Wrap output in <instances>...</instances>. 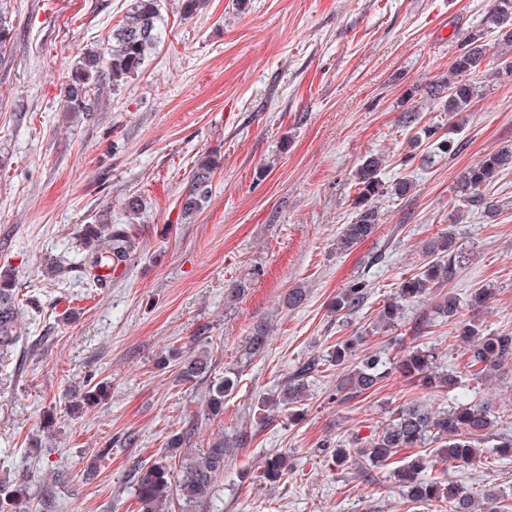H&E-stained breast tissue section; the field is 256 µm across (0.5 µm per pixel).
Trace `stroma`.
I'll return each instance as SVG.
<instances>
[{
	"mask_svg": "<svg viewBox=\"0 0 512 512\" xmlns=\"http://www.w3.org/2000/svg\"><path fill=\"white\" fill-rule=\"evenodd\" d=\"M490 0H206L184 18L161 0L162 38L139 73L106 92L93 115L66 108L63 89L84 52L107 43L129 0H0L14 43L0 62V269L12 271L25 317L16 370L0 377V480L25 488L27 512H137L132 468L180 457L170 435L197 425L192 447L246 434L197 512H448L407 502L391 466L358 478L325 441L350 444L402 403L436 408L452 397L392 374L377 392L335 400L338 375L308 381L299 420L260 399L336 341L356 337L359 355L400 358L429 342L440 364L462 368L455 324L418 337L426 305L407 306L397 330L376 333L375 315L402 276L423 264L440 233L463 256L454 292L487 288L471 317L483 332L512 330V170L495 214L463 202V172L512 147V43L488 30V66L467 111L447 110L448 69ZM457 125L456 155L428 131ZM386 157L385 185L410 193L376 197L380 229L344 252L355 172ZM219 166L194 216L182 210L200 159ZM139 200L138 218L128 205ZM131 224L138 245L103 287L79 268V233L96 214ZM385 260L373 264L372 258ZM370 281L366 305L338 317L329 305L347 282ZM306 293L291 309L289 290ZM270 321L264 354L240 365L253 327ZM210 353L211 373L185 383L164 362L171 347ZM238 386L223 415L204 419L209 389L229 369ZM499 409L496 432L512 434V373L475 385ZM53 423L45 433V423ZM287 456L285 479L262 476ZM429 474L512 500V455L471 465L431 457Z\"/></svg>",
	"mask_w": 512,
	"mask_h": 512,
	"instance_id": "1",
	"label": "stroma"
}]
</instances>
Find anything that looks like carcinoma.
<instances>
[{"label": "carcinoma", "instance_id": "carcinoma-1", "mask_svg": "<svg viewBox=\"0 0 512 512\" xmlns=\"http://www.w3.org/2000/svg\"><path fill=\"white\" fill-rule=\"evenodd\" d=\"M161 0H130V8L121 24L112 30V45L91 50L79 58L66 87L67 108L72 112L91 114L99 105L94 87L107 81L114 87L124 84L142 68L148 54L156 46L161 35ZM485 24L505 31L512 42V0H491ZM484 29L471 30L458 54L454 57L448 75V111L463 112L470 104L477 89L475 77L485 62L483 45ZM384 159L369 156L360 165L355 179V211L353 219L340 227L336 238L339 250L348 251L374 235L378 227L375 197L383 189L380 174ZM217 162L211 156L203 158L192 176L191 191L184 202L187 216L199 211L208 199V182ZM512 169V149L502 150L484 157L465 170L461 188L465 201L481 204L486 194L506 171ZM80 245L90 261L89 283L100 285L104 275L100 270L116 268L127 260L136 247L135 239L127 224H108L96 219L82 229ZM462 260L456 252L455 241L443 233L429 246L426 263L418 273L402 279L398 288L378 310L375 328L393 330L404 316L408 303H423L437 298L432 315L450 322L459 318L463 306L476 309L488 299L489 289L477 288L467 301H461L448 292L437 290L452 284L459 276ZM370 293V282L364 278L353 279L342 288L331 303L336 315L344 317L359 311ZM19 290L15 276L0 271V373L9 366L13 349L23 337ZM465 345L468 378L481 384L503 375L512 366V332L483 334L477 326L461 321L457 327ZM268 323L255 326L240 352V363L247 364L264 352L268 343ZM356 342L348 337L333 345L327 362L340 370L336 385V400L344 402L359 395L375 392L380 384L396 371L408 382L419 384L426 390L456 393V402L444 410H436L421 400L401 404L388 422L364 438L353 441V448L336 445V461H355L360 473H365L364 463L388 465L392 458L408 448L435 446L434 453L450 463H472L484 442L495 437V410L488 401H474L464 391L463 373L442 368L428 346L418 347L404 355L398 362L374 353L352 365ZM169 357L178 364V375L186 383L203 379L210 371L209 355L200 352L184 355L177 348L170 350ZM321 362L313 358L297 368L281 389V396L272 402L262 400L259 410L274 411L280 406L288 408L297 417L296 407L301 405L306 392L307 378L319 371ZM239 371L232 370L209 389L206 400L207 417H216L224 411V400L237 387ZM241 444L240 437L219 434L208 446L199 448L182 457L179 474L171 473V467L162 461L151 465H135L139 512H168L170 491H176L178 499L188 507L207 503L215 480L224 473V465L234 448ZM427 459L416 457L393 471V476L403 488L408 502L431 504L440 501L451 503L450 512H508L509 504L503 503L504 493L489 487L475 493L463 486L421 478L427 469ZM288 474L283 454L266 460L263 478L270 482L284 479ZM21 489L0 485V512H21L15 504L21 502Z\"/></svg>", "mask_w": 512, "mask_h": 512}]
</instances>
